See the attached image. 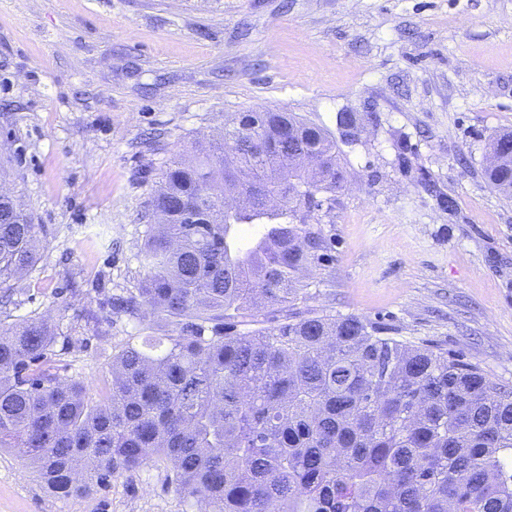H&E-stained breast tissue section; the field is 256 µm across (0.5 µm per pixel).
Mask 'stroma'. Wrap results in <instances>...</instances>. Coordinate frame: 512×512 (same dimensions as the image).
I'll return each mask as SVG.
<instances>
[{"instance_id":"stroma-1","label":"stroma","mask_w":512,"mask_h":512,"mask_svg":"<svg viewBox=\"0 0 512 512\" xmlns=\"http://www.w3.org/2000/svg\"><path fill=\"white\" fill-rule=\"evenodd\" d=\"M293 112L339 138L346 187L318 213L312 307L430 344L512 388V200L483 176L512 130V0H0V185L41 227L0 302L76 329L60 373L97 395L142 335L150 187L234 113ZM0 512H192L162 463L59 499L0 449Z\"/></svg>"}]
</instances>
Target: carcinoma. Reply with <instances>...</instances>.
I'll return each instance as SVG.
<instances>
[{
    "label": "carcinoma",
    "instance_id": "obj_1",
    "mask_svg": "<svg viewBox=\"0 0 512 512\" xmlns=\"http://www.w3.org/2000/svg\"><path fill=\"white\" fill-rule=\"evenodd\" d=\"M337 123L355 141L357 119ZM484 174L512 198V131ZM344 183L328 130L239 112L151 189L146 276L114 305L163 336L112 354L99 398L60 375L42 319L0 331V448L68 499L149 461L196 512H512V391L437 347L307 305L313 225ZM256 229L249 245L243 227ZM39 225L0 199V296L38 259Z\"/></svg>",
    "mask_w": 512,
    "mask_h": 512
}]
</instances>
